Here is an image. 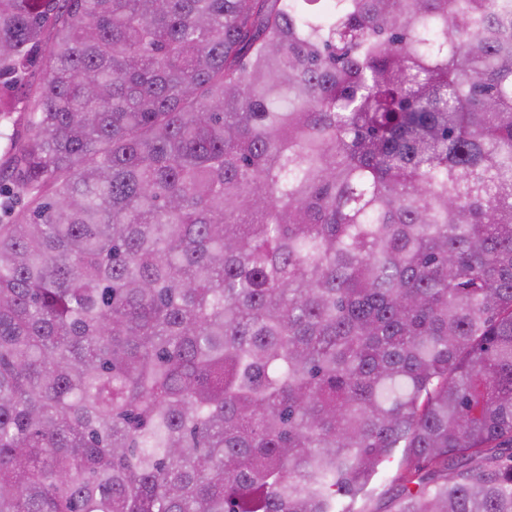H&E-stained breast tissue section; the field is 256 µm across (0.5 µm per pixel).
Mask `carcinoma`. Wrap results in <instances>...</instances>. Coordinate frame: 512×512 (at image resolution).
Masks as SVG:
<instances>
[{"label":"carcinoma","mask_w":512,"mask_h":512,"mask_svg":"<svg viewBox=\"0 0 512 512\" xmlns=\"http://www.w3.org/2000/svg\"><path fill=\"white\" fill-rule=\"evenodd\" d=\"M1 139L0 512H512V0H0ZM402 459V451L397 452L394 458L390 462L385 463L380 471L378 479L374 484V491L372 497L367 501L366 505L362 501H359L355 508L359 509L365 506L369 510H384L383 503L386 498L393 492L395 488V478L401 469L400 462ZM387 492L386 495L384 493Z\"/></svg>","instance_id":"obj_1"}]
</instances>
